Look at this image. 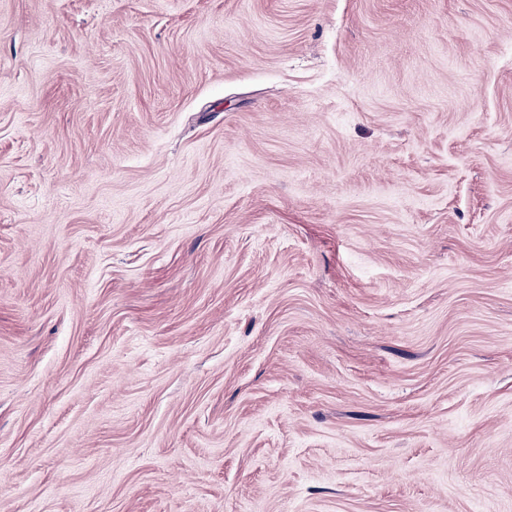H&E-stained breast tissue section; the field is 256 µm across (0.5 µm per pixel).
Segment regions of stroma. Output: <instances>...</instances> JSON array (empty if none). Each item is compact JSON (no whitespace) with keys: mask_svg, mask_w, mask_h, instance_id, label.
I'll return each mask as SVG.
<instances>
[{"mask_svg":"<svg viewBox=\"0 0 512 512\" xmlns=\"http://www.w3.org/2000/svg\"><path fill=\"white\" fill-rule=\"evenodd\" d=\"M0 512H512V0H0Z\"/></svg>","mask_w":512,"mask_h":512,"instance_id":"obj_1","label":"stroma"}]
</instances>
